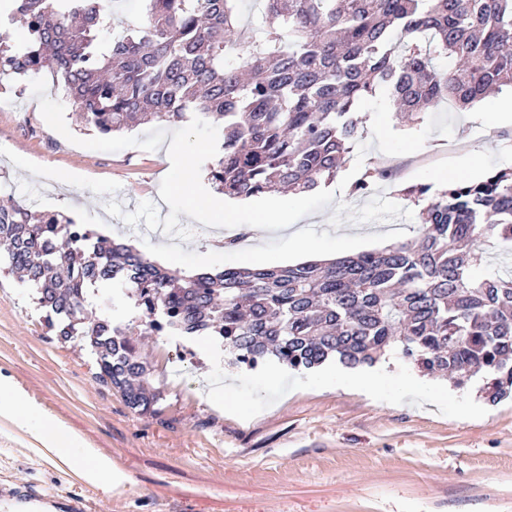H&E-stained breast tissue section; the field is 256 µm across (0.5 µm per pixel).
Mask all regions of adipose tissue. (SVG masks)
<instances>
[{
  "label": "adipose tissue",
  "mask_w": 512,
  "mask_h": 512,
  "mask_svg": "<svg viewBox=\"0 0 512 512\" xmlns=\"http://www.w3.org/2000/svg\"><path fill=\"white\" fill-rule=\"evenodd\" d=\"M0 416L9 419L42 447L66 456L70 449L82 448L79 436L62 425H48L43 410L7 379L0 377ZM85 461L84 476L88 481L111 489L121 476L111 459L95 449L82 448Z\"/></svg>",
  "instance_id": "adipose-tissue-1"
}]
</instances>
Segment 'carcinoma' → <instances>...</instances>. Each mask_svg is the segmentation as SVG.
Listing matches in <instances>:
<instances>
[{"label": "carcinoma", "mask_w": 512, "mask_h": 512, "mask_svg": "<svg viewBox=\"0 0 512 512\" xmlns=\"http://www.w3.org/2000/svg\"><path fill=\"white\" fill-rule=\"evenodd\" d=\"M145 2L143 21L104 44L105 0H11L0 22L20 17L27 38L0 43V80L61 77L104 135L189 112L222 122L209 176L230 198L305 193L335 178L360 136L356 106L380 86L408 123L442 99L467 109L512 89V0H262L269 22L234 63V0ZM441 55L451 70L435 68ZM420 224L418 241L380 251L182 275L12 201L0 205V262L36 288L49 328L90 348L95 378L141 414L160 413L150 363L124 328L85 314L92 290H122L153 330L218 336L251 367H356L393 352L457 387L481 373L494 402L512 392V270L485 272L478 244L512 246V169L448 183Z\"/></svg>", "instance_id": "carcinoma-1"}]
</instances>
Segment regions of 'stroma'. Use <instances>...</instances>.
<instances>
[{
    "instance_id": "1",
    "label": "stroma",
    "mask_w": 512,
    "mask_h": 512,
    "mask_svg": "<svg viewBox=\"0 0 512 512\" xmlns=\"http://www.w3.org/2000/svg\"><path fill=\"white\" fill-rule=\"evenodd\" d=\"M47 94L65 108L69 136L44 120L28 78L0 83V199L70 216L97 235L132 243L147 258L177 247L183 272L241 263L243 248H221L220 231L187 215L191 241H172L108 217L105 204L135 211L156 202L170 169L166 148L102 152L81 147L96 137L55 77ZM503 92L468 109L436 104L455 118L452 137L432 133L423 148L390 156L347 154L344 170L360 166L366 190L346 187L324 210L277 230L244 228L245 246L270 265L303 262L298 239L337 243L348 254L415 239L419 206L402 189L442 181L476 182L512 167V119ZM389 177H381V170ZM139 347L151 361L149 382L162 395L159 415L132 410L94 377L88 349L49 329L32 290L0 272V375L11 377L47 417L70 428L85 446L112 458L123 473L111 492L85 479L80 450L58 457L34 446L0 419V486H19L46 500L42 512H512V399L487 402L477 386L449 387L397 354L383 356L374 396L317 372L266 361L251 368L207 360L192 336L143 329ZM224 391L225 414L209 403L213 383Z\"/></svg>"
}]
</instances>
